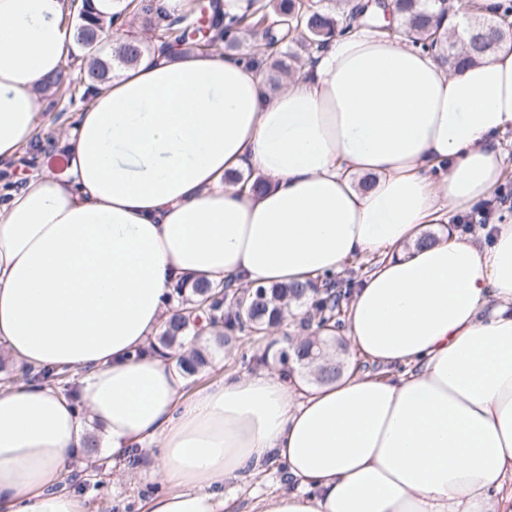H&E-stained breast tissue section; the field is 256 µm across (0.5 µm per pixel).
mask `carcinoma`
Returning <instances> with one entry per match:
<instances>
[{"label": "carcinoma", "mask_w": 512, "mask_h": 512, "mask_svg": "<svg viewBox=\"0 0 512 512\" xmlns=\"http://www.w3.org/2000/svg\"><path fill=\"white\" fill-rule=\"evenodd\" d=\"M124 2L123 7L103 13L92 11L90 0H84L85 7L74 25L76 44L91 48L108 43L113 28L128 13L141 18L162 47L208 50L222 42L232 51L241 38L259 32L265 40L263 58L251 52L246 59L260 65L270 62L273 74L269 82L274 89L282 79L299 73L313 52L324 48L327 41L353 23L366 22L377 27L380 10L398 16L399 29L450 68L482 59L512 39V0H495L470 31L460 33L442 31L453 8L449 0H341L345 7L339 14L301 0H249L247 9L241 13L225 0H194L190 10L173 17L154 12L153 0ZM146 50L138 39L131 37L113 49V57L132 66ZM111 71L110 61L100 56L89 68L87 79L66 84L61 76L49 78L43 82L41 91L73 105L87 99L92 85L109 80ZM322 282L321 289L314 280L305 284L233 288L228 284L214 286L204 280L189 284L183 279L172 290L182 309L169 320L158 337V345L169 351L182 371L195 374L206 368L210 359L205 348L182 352L190 332L198 333L209 327L214 330L216 343L222 346L239 334H249L256 323L264 329L278 326L290 305L304 304L303 324L315 326L317 334L306 337L292 352H281L280 361L287 363L291 354L298 364L311 369L316 381H333L341 374V366L326 354L327 342L334 339L328 325L337 327L339 322L331 320V308L324 299L333 293L339 298L342 291L341 283L331 276L323 277ZM27 376L48 385H59L63 380V374L54 369H39Z\"/></svg>", "instance_id": "1"}]
</instances>
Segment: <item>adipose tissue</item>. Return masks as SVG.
<instances>
[{
  "label": "adipose tissue",
  "instance_id": "1",
  "mask_svg": "<svg viewBox=\"0 0 512 512\" xmlns=\"http://www.w3.org/2000/svg\"><path fill=\"white\" fill-rule=\"evenodd\" d=\"M67 8L0 0V167L35 143ZM509 130L512 45L451 69L358 26L273 93L212 50L95 84L65 177L0 200V512H88L58 485L90 438L121 471L149 454L165 489L142 512H234L225 483L274 462L294 486L251 512H512V222L458 230L506 179ZM367 254L342 332L369 370L195 385L153 346L183 279L304 282Z\"/></svg>",
  "mask_w": 512,
  "mask_h": 512
}]
</instances>
